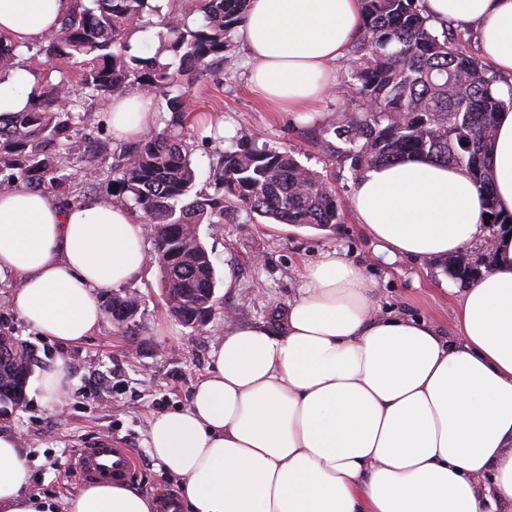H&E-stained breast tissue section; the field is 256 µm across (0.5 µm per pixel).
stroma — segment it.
<instances>
[{
  "mask_svg": "<svg viewBox=\"0 0 512 512\" xmlns=\"http://www.w3.org/2000/svg\"><path fill=\"white\" fill-rule=\"evenodd\" d=\"M224 66L211 67L189 87L191 114L183 138L192 151L196 188L222 194L219 155L231 139L256 137L273 147L301 150V161L327 175L340 201H347L353 185L350 164L332 149V128L349 98L327 96L319 113L297 119L271 111L252 91L250 67L239 37H232ZM200 238L212 256L216 273L232 267L226 286H217L219 309L234 313L236 324L269 325L299 293V271L320 252L338 248L363 264L375 279L383 307L409 317H426L441 333L451 330L450 304L458 282L444 271L441 260H400L387 264L374 256V243L360 230L352 213L327 230L274 224L241 216L232 224H203ZM15 282L0 281V329L29 344L36 355V371L64 360L70 378L62 403L44 397L29 382L25 403L0 417V431L17 435L20 454L30 471L28 491L45 497L57 512L82 485L67 473L78 449L100 439H112L137 457L128 485L157 498L180 490L179 478L149 453L152 416L184 407L198 380L212 369L211 354L221 341L223 318L204 327H190L168 312L158 268L119 287V294L139 296L135 336L123 335L103 319L83 342L64 345L41 335L8 306Z\"/></svg>",
  "mask_w": 512,
  "mask_h": 512,
  "instance_id": "obj_1",
  "label": "stroma"
}]
</instances>
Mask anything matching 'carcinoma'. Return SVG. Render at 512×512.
I'll return each instance as SVG.
<instances>
[{
    "label": "carcinoma",
    "mask_w": 512,
    "mask_h": 512,
    "mask_svg": "<svg viewBox=\"0 0 512 512\" xmlns=\"http://www.w3.org/2000/svg\"><path fill=\"white\" fill-rule=\"evenodd\" d=\"M360 4L362 24L345 84L358 105L345 109L333 129L353 178L372 165L416 156L462 167L484 197L489 228L511 225L512 215L494 206L487 157L494 115L512 105V85L503 98L492 67L471 52L461 32L436 28L423 0ZM246 8L247 0H187L180 12L163 15L151 0H78L60 31L36 45L58 76L44 80L29 108L0 114V192L24 186L69 204L75 179L90 184L100 172L91 141L77 136L92 125L89 105L132 89L163 96L171 113L166 130L125 147L112 171L119 174V193L150 225L161 286L178 300L169 312L191 327L210 323L217 307L215 268L200 225L230 223L242 212L320 230L342 220L327 176L303 165L297 151L252 138L224 150L222 196L194 191L191 152L180 139L190 109L185 86L208 67L224 65ZM195 13L204 15L200 26L189 24ZM154 25L168 56L131 53V37ZM74 64L77 91L68 71ZM18 65L16 47L0 36V74ZM105 312L121 333L134 334L124 296L112 295ZM16 377L11 360L0 359V399L11 407L26 399Z\"/></svg>",
    "instance_id": "cac0c4a2"
}]
</instances>
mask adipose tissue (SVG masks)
<instances>
[{
    "instance_id": "adipose-tissue-1",
    "label": "adipose tissue",
    "mask_w": 512,
    "mask_h": 512,
    "mask_svg": "<svg viewBox=\"0 0 512 512\" xmlns=\"http://www.w3.org/2000/svg\"><path fill=\"white\" fill-rule=\"evenodd\" d=\"M433 22L477 35L481 57L512 78V0H424ZM71 0H0V35L18 54L55 35ZM361 25L359 0H250L239 29L254 93L273 110L314 111L331 66ZM42 75H0V113L27 107ZM158 96L113 97L118 142L159 125ZM498 210L512 214V108L496 113ZM348 205L386 262L457 255L483 238V197L466 170L426 158L367 168ZM138 211L98 197L70 205L19 187L0 192V279L41 335L74 345L104 312L98 293L144 269ZM303 286L270 326L228 324L188 404L154 416L149 453L182 482L179 512H512V240L457 297L451 335L383 311L375 282L337 249L307 263ZM17 437L0 433V512H51L26 494ZM121 481L81 487L64 512H156Z\"/></svg>"
}]
</instances>
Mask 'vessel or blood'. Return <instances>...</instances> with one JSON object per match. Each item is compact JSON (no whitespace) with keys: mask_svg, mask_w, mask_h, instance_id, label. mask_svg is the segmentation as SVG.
I'll use <instances>...</instances> for the list:
<instances>
[{"mask_svg":"<svg viewBox=\"0 0 512 512\" xmlns=\"http://www.w3.org/2000/svg\"><path fill=\"white\" fill-rule=\"evenodd\" d=\"M72 471L85 480H128L136 469L131 450L101 440L96 446L79 449L73 458Z\"/></svg>","mask_w":512,"mask_h":512,"instance_id":"vessel-or-blood-1","label":"vessel or blood"}]
</instances>
